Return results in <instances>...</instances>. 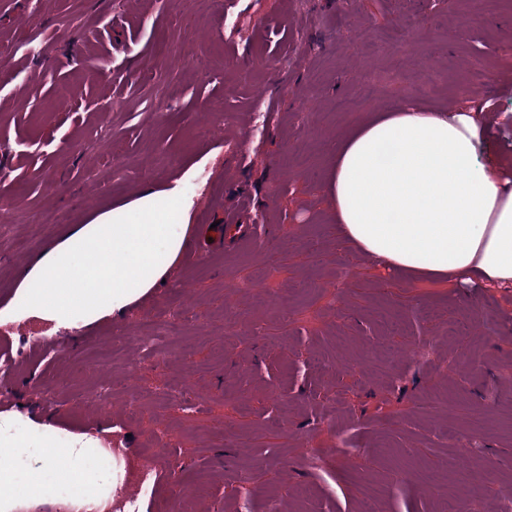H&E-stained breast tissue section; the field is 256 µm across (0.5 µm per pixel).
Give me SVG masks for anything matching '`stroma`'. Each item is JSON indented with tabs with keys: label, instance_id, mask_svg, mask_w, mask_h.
Segmentation results:
<instances>
[{
	"label": "stroma",
	"instance_id": "1",
	"mask_svg": "<svg viewBox=\"0 0 512 512\" xmlns=\"http://www.w3.org/2000/svg\"><path fill=\"white\" fill-rule=\"evenodd\" d=\"M199 56L212 70L190 66ZM430 69L440 92L415 95ZM411 99L476 110L478 160L512 167V0L439 15L424 0H0V318L61 335L23 313L18 271L188 171L194 227L238 213L256 227L181 253L124 312L0 377V418L26 420L15 483L67 491L61 461L32 444L49 425L62 444L111 436L122 464L83 453L88 487L118 468L145 477L150 512H507L512 291L390 273L329 219L327 145ZM55 210L70 222L39 223ZM172 312L174 356L153 361L141 339ZM101 382L107 417L90 399Z\"/></svg>",
	"mask_w": 512,
	"mask_h": 512
}]
</instances>
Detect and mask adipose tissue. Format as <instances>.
<instances>
[{"mask_svg": "<svg viewBox=\"0 0 512 512\" xmlns=\"http://www.w3.org/2000/svg\"><path fill=\"white\" fill-rule=\"evenodd\" d=\"M479 135L467 109L407 104L331 143L324 190L337 237L391 271L512 288V177L477 160ZM193 205L173 186L103 211L36 261L19 290L59 324L122 312L178 259Z\"/></svg>", "mask_w": 512, "mask_h": 512, "instance_id": "ef3b65f1", "label": "adipose tissue"}]
</instances>
